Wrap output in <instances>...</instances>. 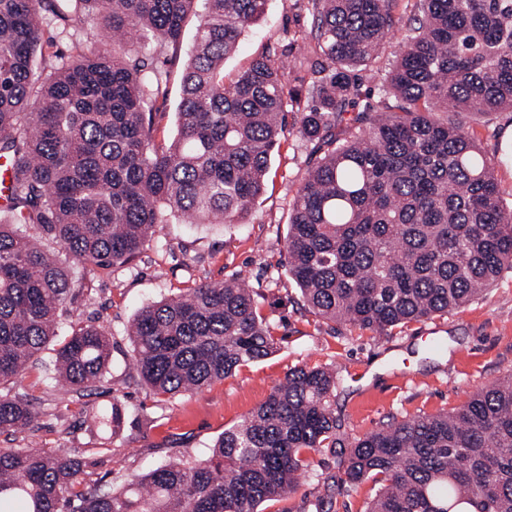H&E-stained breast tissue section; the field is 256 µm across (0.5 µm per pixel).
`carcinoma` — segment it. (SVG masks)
Returning a JSON list of instances; mask_svg holds the SVG:
<instances>
[{
    "instance_id": "1",
    "label": "carcinoma",
    "mask_w": 512,
    "mask_h": 512,
    "mask_svg": "<svg viewBox=\"0 0 512 512\" xmlns=\"http://www.w3.org/2000/svg\"><path fill=\"white\" fill-rule=\"evenodd\" d=\"M394 2L308 0L304 92L269 53L224 82V59L267 0H0V158L13 168L10 220L0 224V382L46 348L76 274L84 281L129 263L157 224L243 223L288 107L300 115L297 135L322 151L297 191L285 244L288 273L320 319L386 333L460 307L512 269V212L459 119L512 111V0H418L383 93L367 97L359 68L386 43ZM192 12L177 133L159 143L162 58ZM94 15L112 51L47 61L44 23L74 36ZM347 112L358 135L342 141ZM40 239L60 250L42 251ZM130 337L143 382L170 396L278 349L242 281L147 305ZM111 358L110 337L86 325L64 339L54 370L86 390ZM336 385L333 370L291 367L207 454L119 489L87 479L84 457L0 448V512H260L289 498L326 452L351 486L384 477L366 512H512V376L450 413L394 419L350 443ZM35 418L29 403L0 392V433ZM91 420L116 437L124 410L115 399Z\"/></svg>"
}]
</instances>
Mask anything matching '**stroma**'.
Instances as JSON below:
<instances>
[{"label": "stroma", "instance_id": "35a3bbf8", "mask_svg": "<svg viewBox=\"0 0 512 512\" xmlns=\"http://www.w3.org/2000/svg\"><path fill=\"white\" fill-rule=\"evenodd\" d=\"M195 25V19L187 20L182 43L167 65L170 102L156 119L164 139L176 133L181 65ZM309 29L307 0H268L264 16L225 59V77H236L267 52L284 65L291 85L309 80L297 56ZM297 118V113H287L265 189L244 223L157 225L152 241L130 263L96 269L89 287L77 289L58 319L56 340L16 379L0 384L1 391L31 402L38 412L31 429L0 435V448H21L33 440L60 454H81L92 463V478L121 487L163 462L203 453L296 365L335 369L334 408L351 438L392 417L452 411L485 386L512 375V269L463 307L386 335L343 322L326 324L310 312L285 259L293 199L316 158L314 144L295 134ZM465 121L495 170L503 209L512 212V142L504 138L512 127V112H471ZM241 276L256 293L261 315L275 325L279 350L203 391L155 394L136 368L127 334L130 321L147 304L201 283ZM81 325L100 327L111 336L112 365L97 388L69 392L50 379L46 366L61 339ZM431 336L442 338L439 351L429 349ZM115 399L126 407V423L120 436L105 441L89 431L87 418ZM315 469V475L300 478L289 499L265 503L264 512H365L381 486L372 477L341 487L326 506L323 480L339 476L336 457L316 456Z\"/></svg>", "mask_w": 512, "mask_h": 512}]
</instances>
